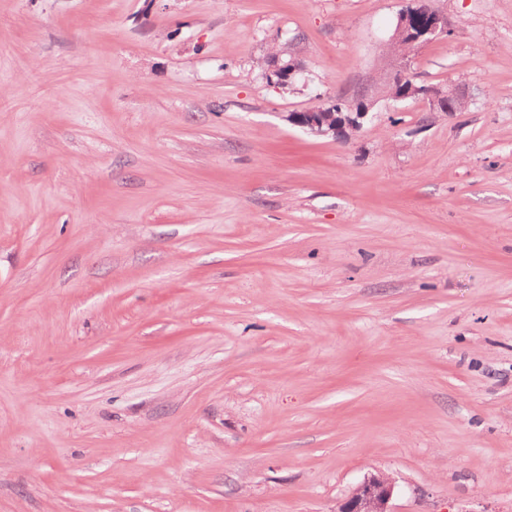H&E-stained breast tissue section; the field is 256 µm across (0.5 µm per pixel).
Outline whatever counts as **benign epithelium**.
I'll use <instances>...</instances> for the list:
<instances>
[{
	"instance_id": "7a95c632",
	"label": "benign epithelium",
	"mask_w": 512,
	"mask_h": 512,
	"mask_svg": "<svg viewBox=\"0 0 512 512\" xmlns=\"http://www.w3.org/2000/svg\"><path fill=\"white\" fill-rule=\"evenodd\" d=\"M451 30L448 17L425 8L417 0L409 3L397 18L395 34L391 42H401L408 50L430 44L449 36ZM398 65L391 78L393 82L406 85V91L398 96L404 100L421 101L431 112H452L453 105L465 101V93L457 85L434 86L406 84L410 69L409 55L397 53ZM300 72L293 63L271 61L267 73L269 80L285 87ZM373 106V101L362 98L347 112H325L318 108L290 112L286 115L289 125L318 137L346 140L350 134L361 129ZM394 490L391 479L370 475L354 489L352 495L339 507L338 512H391L389 502Z\"/></svg>"
}]
</instances>
